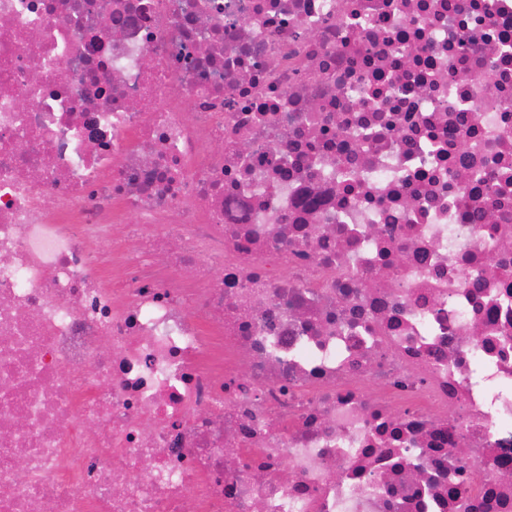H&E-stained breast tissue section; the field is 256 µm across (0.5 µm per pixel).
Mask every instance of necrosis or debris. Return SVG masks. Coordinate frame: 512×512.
<instances>
[{"instance_id":"1","label":"necrosis or debris","mask_w":512,"mask_h":512,"mask_svg":"<svg viewBox=\"0 0 512 512\" xmlns=\"http://www.w3.org/2000/svg\"><path fill=\"white\" fill-rule=\"evenodd\" d=\"M0 512H512V0H0Z\"/></svg>"}]
</instances>
